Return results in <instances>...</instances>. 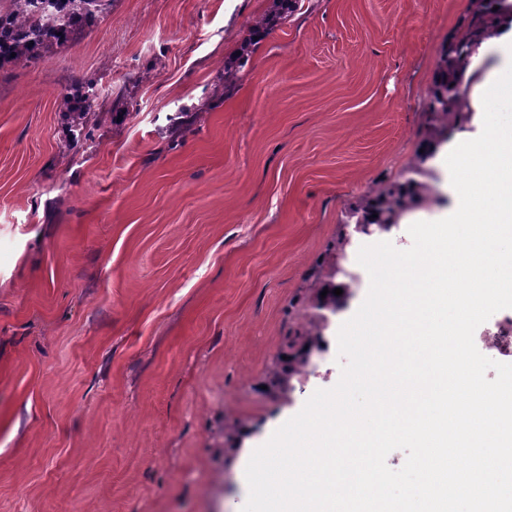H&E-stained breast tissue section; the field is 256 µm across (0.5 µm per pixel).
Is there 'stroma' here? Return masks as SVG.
<instances>
[{"label": "stroma", "mask_w": 512, "mask_h": 512, "mask_svg": "<svg viewBox=\"0 0 512 512\" xmlns=\"http://www.w3.org/2000/svg\"><path fill=\"white\" fill-rule=\"evenodd\" d=\"M273 8L112 0L0 66V512H241L243 452L337 383L353 250L314 371L263 388L350 208L412 162L471 2L296 0L225 85ZM73 106L68 112V117L71 120L72 126L82 128L86 123L88 114L92 110V105L89 97L82 93L79 89L75 90L73 94Z\"/></svg>", "instance_id": "35a3bbf8"}]
</instances>
